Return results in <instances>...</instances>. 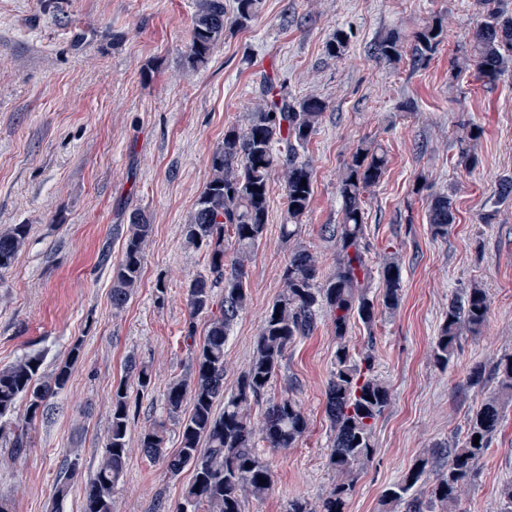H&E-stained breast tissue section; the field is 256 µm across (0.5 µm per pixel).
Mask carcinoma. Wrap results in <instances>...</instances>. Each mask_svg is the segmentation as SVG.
<instances>
[{
	"label": "carcinoma",
	"mask_w": 512,
	"mask_h": 512,
	"mask_svg": "<svg viewBox=\"0 0 512 512\" xmlns=\"http://www.w3.org/2000/svg\"><path fill=\"white\" fill-rule=\"evenodd\" d=\"M481 21L466 50V62L476 67L487 84L512 67V8L507 0H478ZM261 0H234L232 18L224 12V0H197V9L187 45V59L197 65L224 40L231 23L248 26L260 12ZM443 27L427 22L414 33V57L418 62L432 56L442 42ZM348 46V34L338 29L325 44V53L340 59ZM379 57L392 61L400 56L399 37L390 35L376 46ZM263 103L246 113L244 123L224 131V141L212 152L210 175L195 204L190 223L184 225L185 243L205 248L209 275L196 278L188 289L190 321L185 340L195 349L192 372L171 380L164 394L167 414L179 416L184 402L191 404L187 417L178 421L179 448H166V426L159 422L142 430L141 452L165 464L178 475L192 472L177 512H243L245 500H259L272 487L268 462L257 450L256 439L275 450L292 448L308 428L300 405L283 397L267 407L259 428L251 424L250 408L263 401L281 373L288 347L309 336L324 310L333 319L336 352L326 402V414L334 432L330 462L336 483L312 507L295 498L287 512H344L354 493L358 476L372 459L378 418L390 404L387 385L376 374V356L367 348L354 356L347 343L352 319L371 327L378 310L394 312L400 305V270L396 257L386 255L379 269L384 284L381 306L369 297L371 270L364 240L366 195L383 177L387 159L369 143H361L346 165L340 185L343 221L332 229L338 249L336 268L319 280L320 257L297 248L282 271L283 293L265 311L253 355L240 373L235 389L224 393V347L231 327L248 303L246 264L263 237L268 216L269 189L275 173L284 180L286 222L281 225L286 241L298 235L299 226L312 198L313 169L302 158L303 151L320 125L326 103L316 97L293 100L271 85L263 88ZM454 223L453 201L441 194L431 200L429 224L436 237L448 235ZM230 229L236 246L231 272L224 270V229ZM152 225L141 213L130 216L128 235L120 263L112 276V305L120 309L139 286L143 246ZM25 224L0 233V271L8 270L24 245ZM224 285L219 314L212 313L214 288ZM486 292L473 287L448 304L434 347V359L446 365L458 347L460 336L481 334L489 314ZM209 316L202 340H196L194 319ZM80 356L74 345L67 360L48 374L41 373L42 355L29 353L0 368V420L8 419L25 406L23 416L9 428L10 447L19 452L27 447V428L48 409L49 400L68 385L73 364ZM127 374L144 393L152 384L147 366L131 360ZM497 388L467 418L464 435L442 455L448 468L428 489L427 500L416 497L414 488L424 481L433 457L424 456L398 483L387 489V506L404 505L406 512H456L462 484L476 473L478 463L503 423V410L512 403V356L495 367ZM221 411H216L218 404ZM132 402L127 382L112 390V413L101 459L94 477L85 485L82 512H113L114 492L121 483L128 461L127 432ZM480 436L479 444H473ZM79 458L68 463L54 484L52 512L69 497Z\"/></svg>",
	"instance_id": "1"
}]
</instances>
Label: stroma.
Segmentation results:
<instances>
[{
	"mask_svg": "<svg viewBox=\"0 0 512 512\" xmlns=\"http://www.w3.org/2000/svg\"><path fill=\"white\" fill-rule=\"evenodd\" d=\"M195 11L196 0H0V232L28 227L15 263L0 272V368L39 352L49 373L81 346L67 388L29 425L27 447L17 453L0 439V498L14 512H50L54 482L76 453L81 474L62 512H81L106 441L112 389L132 358L149 366L153 384L131 413L114 512H176L191 472L170 475L143 455L138 437L163 420L168 450L178 448L164 394L191 368L188 323L205 329L187 297L208 272L207 252L186 246L182 230L211 153L259 104L270 76L290 98L313 95L327 108L303 154L313 195L295 241L282 239L284 185L281 176L272 180L263 238L248 263V306L225 347L224 387L234 390L248 364L295 246L319 256L321 276L332 273L336 242L325 228L343 219L342 173L360 143L378 146L388 163L366 203L367 258L375 267L395 253L401 303L374 327L354 322L347 337L352 354L374 350L391 401L345 512H384L385 490L431 451L428 478L436 480L447 464L441 448L462 437L468 415L494 391L491 381L470 384V373L512 355V196L499 195L512 177V69L487 85L475 68H462L479 20L476 0H263L255 21L227 26L196 66L186 60ZM434 19L442 42L428 61L415 62L412 37ZM339 28L350 41L335 60L324 46ZM390 34L404 44L395 61L375 51ZM472 123L484 135L469 169L460 136ZM437 194L451 195L455 210L443 238L428 223ZM135 212L147 215L152 232L140 284L117 309L112 274ZM473 286L490 298L486 327L461 336L448 364H436L448 304ZM335 351L325 313L289 347L266 398L296 399L308 430L295 447L263 449L273 488L246 500L244 512H286L294 498L315 504L335 484L325 412ZM504 415L460 489V512H500V488L512 479V405Z\"/></svg>",
	"mask_w": 512,
	"mask_h": 512,
	"instance_id": "35a3bbf8",
	"label": "stroma"
}]
</instances>
